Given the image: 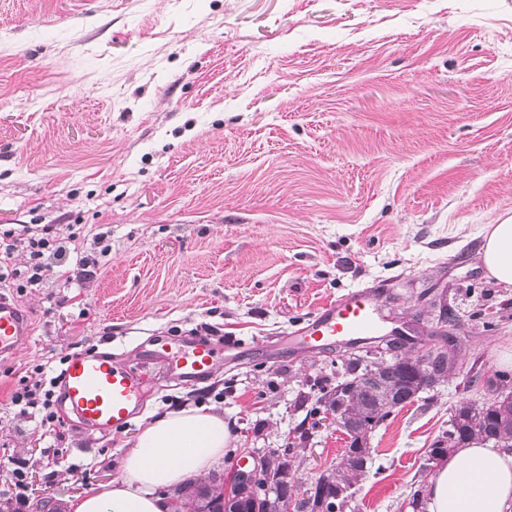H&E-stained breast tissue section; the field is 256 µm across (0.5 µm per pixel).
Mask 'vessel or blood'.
<instances>
[{"label":"vessel or blood","instance_id":"obj_1","mask_svg":"<svg viewBox=\"0 0 512 512\" xmlns=\"http://www.w3.org/2000/svg\"><path fill=\"white\" fill-rule=\"evenodd\" d=\"M377 295V289L359 288L325 304L290 334V348L327 351L339 344L404 334L402 324L383 314ZM30 332L25 312L0 295V358L15 356L27 345ZM244 352L233 340L220 346L205 336L183 334L150 337L133 366L108 352L73 354L57 384L56 405L83 430L107 434L129 426L141 410L150 365L163 364L173 381L196 386L207 382L217 366Z\"/></svg>","mask_w":512,"mask_h":512}]
</instances>
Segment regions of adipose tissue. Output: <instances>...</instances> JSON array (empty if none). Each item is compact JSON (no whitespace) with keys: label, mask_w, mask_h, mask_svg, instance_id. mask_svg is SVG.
Masks as SVG:
<instances>
[{"label":"adipose tissue","mask_w":512,"mask_h":512,"mask_svg":"<svg viewBox=\"0 0 512 512\" xmlns=\"http://www.w3.org/2000/svg\"><path fill=\"white\" fill-rule=\"evenodd\" d=\"M483 261L490 277L512 288V218L489 225ZM230 441L220 410L184 409L150 421L124 455V480L79 496L73 512H170L161 489L207 471ZM426 494L430 512H512V456L492 443L461 448Z\"/></svg>","instance_id":"adipose-tissue-1"}]
</instances>
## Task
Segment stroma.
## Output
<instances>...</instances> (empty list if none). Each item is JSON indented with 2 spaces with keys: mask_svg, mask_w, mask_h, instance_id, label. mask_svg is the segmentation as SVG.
<instances>
[{
  "mask_svg": "<svg viewBox=\"0 0 512 512\" xmlns=\"http://www.w3.org/2000/svg\"><path fill=\"white\" fill-rule=\"evenodd\" d=\"M512 217V0H0V225L51 224L96 275L0 293L33 335L0 360V498L27 473L21 512L69 508L121 481L149 421L216 406L234 436L203 482L247 451L294 447L301 486L345 435L316 422L335 352L280 344L325 303L381 285L385 313L466 337L459 368L369 437L345 512H413L451 409L512 374V288L481 260ZM210 326L260 351L183 387L155 367L121 431L72 421L43 434L10 400L20 376L147 337ZM56 456L48 467V456Z\"/></svg>",
  "mask_w": 512,
  "mask_h": 512,
  "instance_id": "1",
  "label": "stroma"
}]
</instances>
